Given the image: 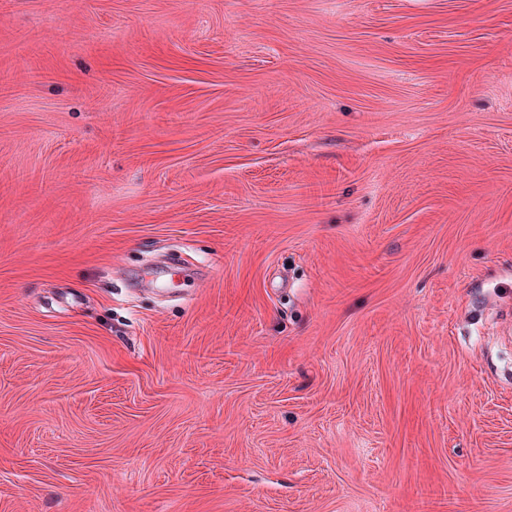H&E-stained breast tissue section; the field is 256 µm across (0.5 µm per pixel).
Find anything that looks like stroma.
<instances>
[{
	"instance_id": "stroma-1",
	"label": "stroma",
	"mask_w": 512,
	"mask_h": 512,
	"mask_svg": "<svg viewBox=\"0 0 512 512\" xmlns=\"http://www.w3.org/2000/svg\"><path fill=\"white\" fill-rule=\"evenodd\" d=\"M0 512H512V0H0Z\"/></svg>"
}]
</instances>
